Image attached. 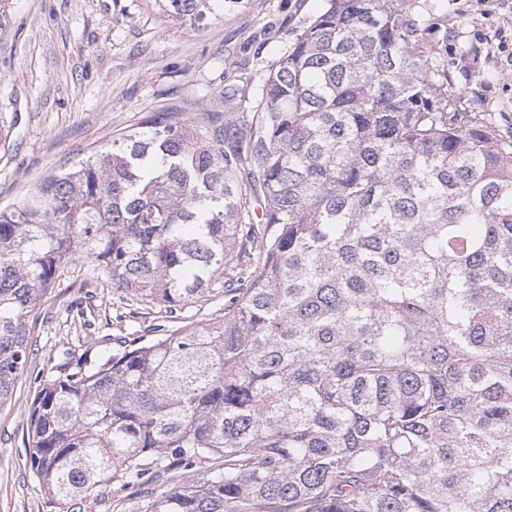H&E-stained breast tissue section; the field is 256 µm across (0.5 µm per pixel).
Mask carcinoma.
<instances>
[{
  "instance_id": "1",
  "label": "carcinoma",
  "mask_w": 512,
  "mask_h": 512,
  "mask_svg": "<svg viewBox=\"0 0 512 512\" xmlns=\"http://www.w3.org/2000/svg\"><path fill=\"white\" fill-rule=\"evenodd\" d=\"M200 24L242 0H153ZM152 112L0 211V407L78 258L224 316L48 371L31 468L64 505L174 461L146 512H512V133L408 0H328L241 111Z\"/></svg>"
}]
</instances>
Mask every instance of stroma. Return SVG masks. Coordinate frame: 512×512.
<instances>
[{
  "instance_id": "obj_1",
  "label": "stroma",
  "mask_w": 512,
  "mask_h": 512,
  "mask_svg": "<svg viewBox=\"0 0 512 512\" xmlns=\"http://www.w3.org/2000/svg\"><path fill=\"white\" fill-rule=\"evenodd\" d=\"M424 37L471 107L512 130V0H411ZM327 0H245L191 26L149 0H6L0 24V210L50 172L111 143L147 113L221 111L224 89L253 98ZM212 292L165 313L113 290L84 260L63 266L28 316V362L0 409V512H67L27 463L28 409L65 353L96 359L119 338L160 336L223 313ZM139 486L79 501L74 512H146Z\"/></svg>"
}]
</instances>
